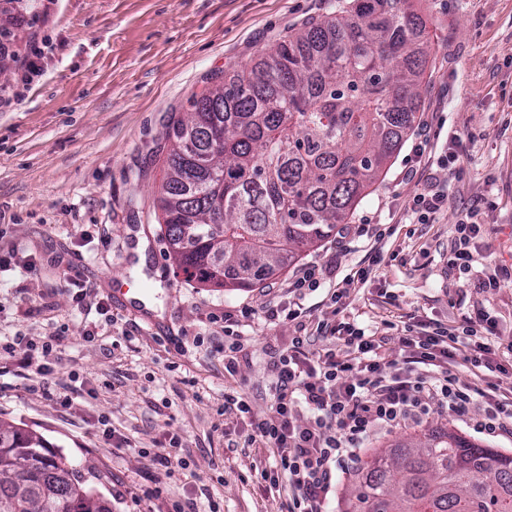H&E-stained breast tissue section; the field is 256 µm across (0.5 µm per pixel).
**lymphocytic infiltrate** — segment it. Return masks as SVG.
Instances as JSON below:
<instances>
[{"label": "lymphocytic infiltrate", "mask_w": 512, "mask_h": 512, "mask_svg": "<svg viewBox=\"0 0 512 512\" xmlns=\"http://www.w3.org/2000/svg\"><path fill=\"white\" fill-rule=\"evenodd\" d=\"M482 226L466 213L455 226L448 265L472 276L476 292L488 293L512 283V266L473 275L475 241ZM314 334L323 346L311 350L303 336L293 337L281 350L271 387L275 403L269 415L255 416L244 396L225 395V409L249 420L252 442L268 447L273 462L258 471L267 489H287L286 512H325L336 484L337 468L353 469L369 432L421 421L436 407L468 419L476 432L494 435L512 428V386L498 378L512 373V340L498 332L495 316L480 309L460 325L404 324L395 332L403 355L397 373H390L384 337L353 322L315 320ZM63 332L39 339L13 336L0 341V358L25 371L33 392L44 391L59 373ZM480 418H472L473 409ZM178 434L167 446L148 455L154 488L186 468Z\"/></svg>", "instance_id": "1"}]
</instances>
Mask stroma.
Listing matches in <instances>:
<instances>
[{
	"label": "stroma",
	"mask_w": 512,
	"mask_h": 512,
	"mask_svg": "<svg viewBox=\"0 0 512 512\" xmlns=\"http://www.w3.org/2000/svg\"><path fill=\"white\" fill-rule=\"evenodd\" d=\"M336 0H0L18 20L16 50H42V70L24 78L19 61L0 63V245L36 255L29 272H0V336L66 331L58 378L47 394L31 393L20 373L0 377V419L40 434L50 454L81 470L112 512H148L149 462L140 449L179 433L188 469L163 495L192 500L207 512H282L285 493L250 477L268 451L249 445L248 421L220 414L225 393L247 395L257 415L270 413L271 368L296 334L294 324L266 318L285 305L289 287L311 262L346 274L365 259L370 234L385 253L399 252L366 286H350L345 308L327 298L333 278L300 298L308 319L335 314L386 333V322L458 324L476 309L492 312L512 337V284L478 294L447 265L461 215L478 211L491 251L475 268L512 264V0H407L426 21L427 68L418 129L403 143L345 223L318 247L301 252L257 287L213 290L174 272L160 228L157 198L166 171L168 125L213 83L257 62ZM465 150L455 172L437 166L409 174L421 138L446 150L448 135ZM448 195L429 224L409 221L425 182ZM81 271L109 314L77 309L62 272ZM141 292L159 315L148 330L109 291ZM247 339L235 374L224 369V322ZM97 331L87 343L86 331ZM82 385L70 388L69 372ZM70 392L71 409L53 395ZM109 415L115 435L98 422ZM453 429L481 447L512 454V435L489 437L448 409L422 422L372 431L361 457Z\"/></svg>",
	"instance_id": "35a3bbf8"
}]
</instances>
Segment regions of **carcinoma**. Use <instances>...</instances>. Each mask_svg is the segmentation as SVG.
Instances as JSON below:
<instances>
[{
	"label": "carcinoma",
	"mask_w": 512,
	"mask_h": 512,
	"mask_svg": "<svg viewBox=\"0 0 512 512\" xmlns=\"http://www.w3.org/2000/svg\"><path fill=\"white\" fill-rule=\"evenodd\" d=\"M405 2L336 5L172 122L159 207L177 275L252 288L353 213L414 128L426 23ZM348 506L512 512V455L438 433L366 463ZM0 512L112 506L36 433L0 420Z\"/></svg>",
	"instance_id": "1"
}]
</instances>
